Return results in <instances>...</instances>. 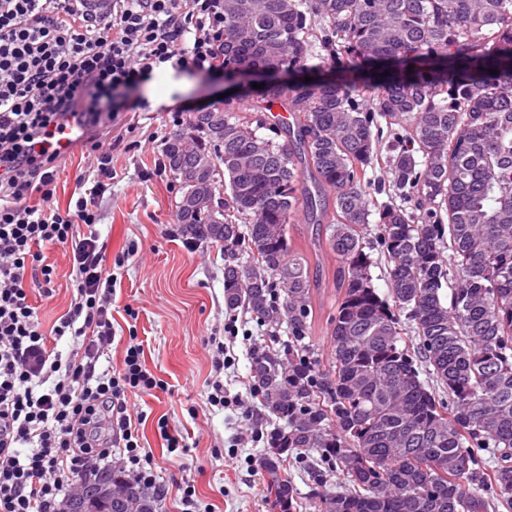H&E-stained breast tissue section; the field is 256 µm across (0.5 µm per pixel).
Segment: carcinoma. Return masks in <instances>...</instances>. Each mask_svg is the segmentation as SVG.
<instances>
[{"instance_id": "carcinoma-1", "label": "carcinoma", "mask_w": 512, "mask_h": 512, "mask_svg": "<svg viewBox=\"0 0 512 512\" xmlns=\"http://www.w3.org/2000/svg\"><path fill=\"white\" fill-rule=\"evenodd\" d=\"M316 37L333 76L309 64ZM222 52L224 139L186 118L163 158L182 237L223 252L227 311L288 331L249 361L275 418L259 458L270 512L303 506L289 466L343 476L315 512H512V0H224ZM254 82L261 105L242 115ZM276 104L293 122L270 120ZM381 118L398 126L388 173L406 207L365 179ZM224 188L223 214L186 207ZM374 211L384 296L365 252ZM300 212L339 262L324 361L290 238ZM159 509L112 471V512Z\"/></svg>"}]
</instances>
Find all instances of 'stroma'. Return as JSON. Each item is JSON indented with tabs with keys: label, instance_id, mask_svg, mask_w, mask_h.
Instances as JSON below:
<instances>
[{
	"label": "stroma",
	"instance_id": "1",
	"mask_svg": "<svg viewBox=\"0 0 512 512\" xmlns=\"http://www.w3.org/2000/svg\"><path fill=\"white\" fill-rule=\"evenodd\" d=\"M224 91L220 74L169 68L156 72L135 93L147 103V111L124 114L105 137L117 176L99 199L101 220L95 230L107 259L125 251L130 257L115 271L114 338L98 367L120 368L134 335L143 343L147 368L168 385L167 392L133 398L144 416L142 443L164 487L161 512H182L188 485L195 489L196 512H267L257 459L269 423L252 388L249 354L255 345L271 344L269 328L248 312L226 311L223 256L206 243L187 246L173 218L178 185L158 170L161 141L174 129L173 116L202 105L223 107ZM164 92L169 95L165 103L159 100ZM130 122L136 126L132 134L126 130ZM95 170V160L75 144L59 174L56 206L66 208L81 180L92 179ZM45 255L56 272L52 293L33 288L31 301L48 333L70 307L73 274L63 249L50 248ZM336 265L335 256L325 250L310 266L315 284L312 334L323 348L338 298ZM212 336L224 342V352L209 345ZM216 380L227 396L237 398V405H210ZM163 421L183 438L187 452L168 450L159 428Z\"/></svg>",
	"mask_w": 512,
	"mask_h": 512
}]
</instances>
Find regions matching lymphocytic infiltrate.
Returning a JSON list of instances; mask_svg holds the SVG:
<instances>
[{
	"label": "lymphocytic infiltrate",
	"instance_id": "1",
	"mask_svg": "<svg viewBox=\"0 0 512 512\" xmlns=\"http://www.w3.org/2000/svg\"><path fill=\"white\" fill-rule=\"evenodd\" d=\"M224 0H112L93 16L84 0H0V512H58L72 487L113 449L158 488L131 415L137 393L166 391L129 340L115 371L97 363L112 343L109 309L117 283L95 235L99 199L117 173L95 133L124 112V96L163 66L216 73ZM87 132L97 159L93 185L73 207L52 204L63 154L52 141ZM69 251L76 295L52 335L76 341L62 354L47 343L30 302L31 280L50 288L43 249Z\"/></svg>",
	"mask_w": 512,
	"mask_h": 512
}]
</instances>
